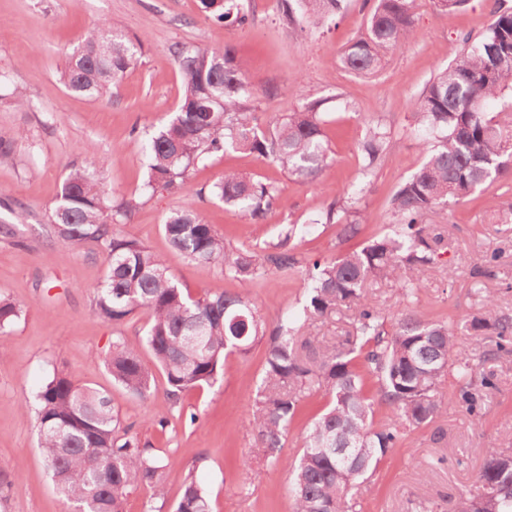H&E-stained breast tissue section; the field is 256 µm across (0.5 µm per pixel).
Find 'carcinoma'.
<instances>
[{
	"mask_svg": "<svg viewBox=\"0 0 512 512\" xmlns=\"http://www.w3.org/2000/svg\"><path fill=\"white\" fill-rule=\"evenodd\" d=\"M208 19L244 25L236 0H199ZM344 0H282L281 19L290 27L304 18L313 25L343 9ZM418 0H373L365 33L340 53L341 66L356 75L376 72L394 48L418 35ZM481 35L463 38L464 48L438 71L412 104L423 137L425 160L403 181L392 199L396 228L370 238L359 250L331 261L315 260L306 269L305 304L267 327L247 290L273 266L286 271L297 263L288 242L295 227L283 233L275 250L259 259L233 251L192 203L172 211L163 224L169 245L201 265H220L243 291L192 295L168 272L164 258L119 230L138 202L113 205L99 188L100 167L72 170L50 208L55 234L72 244L100 243L106 253L105 275L94 290L95 312L118 325L134 311L145 310L149 322L141 339L152 355L119 337L105 359L112 381L142 399L151 393L154 369L163 372L167 395L177 396L218 379L229 352L245 355L266 344V361L257 390L253 425L256 446L269 462L282 459L284 440L299 403L320 390L328 405L306 430L299 455L289 463L292 512H356L361 486L375 473L389 450L410 430L432 423L447 408L439 389L449 373L460 388L458 402L478 415L497 389L494 370L485 361L462 357L456 336L491 334L498 338L492 354L512 352V316L498 314L495 296L479 301L478 313L463 320L422 318L413 307L421 275L440 262L444 237L431 234L426 218L448 202L469 197L478 187L512 176V123L505 125L487 106L512 88V10L496 8ZM184 86L175 116L145 144L150 158L146 188L178 190L189 167L205 154L229 149L256 154L290 176L317 182L331 162L321 103L309 101L289 112L266 134L256 124L253 93L244 68L229 46L171 49ZM137 62V48L115 26L98 24L68 57L61 72L74 94L98 99L117 85ZM22 136L0 134V164L13 160L14 142ZM391 132L377 122L366 127L360 144L363 168L384 160ZM213 194L240 208L255 224L282 201L280 189L245 171L227 170ZM354 190L315 220L337 224V236L360 233L356 221L336 223L337 210L354 209ZM393 281L406 308L386 323L368 286ZM338 306L354 310L351 329L334 342L314 344L305 331ZM22 309L0 295V338L10 332ZM364 371H359L358 366ZM376 379L378 399L367 389ZM40 447L62 497L75 512H124L126 497L140 488L164 496L161 471L171 464L139 445L131 427L121 426L108 395L56 373L34 397ZM389 408L391 423L375 425V403ZM174 512H209L208 496L190 469ZM458 512H512V453L489 449L477 477L476 491L463 495Z\"/></svg>",
	"mask_w": 512,
	"mask_h": 512,
	"instance_id": "1",
	"label": "carcinoma"
}]
</instances>
